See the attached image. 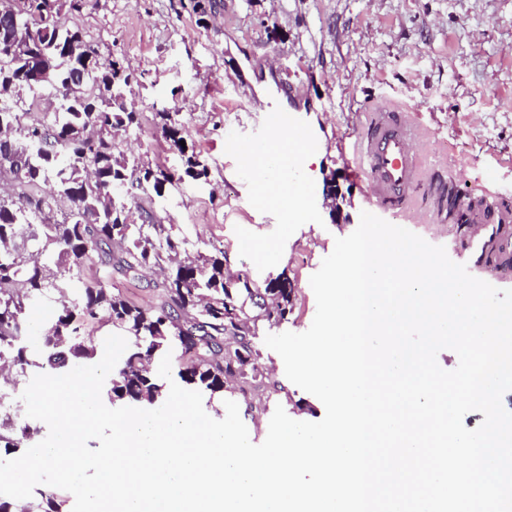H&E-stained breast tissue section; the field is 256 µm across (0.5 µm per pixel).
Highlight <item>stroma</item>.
I'll use <instances>...</instances> for the list:
<instances>
[{
    "instance_id": "obj_1",
    "label": "stroma",
    "mask_w": 512,
    "mask_h": 512,
    "mask_svg": "<svg viewBox=\"0 0 512 512\" xmlns=\"http://www.w3.org/2000/svg\"><path fill=\"white\" fill-rule=\"evenodd\" d=\"M202 27L181 0H92L79 14H63L83 29L102 57L119 56L137 75L132 98L143 129L126 155L181 168L157 126L156 112L179 113L208 178L185 180L156 207L163 223L176 225L189 247L217 246L224 267L262 284L286 274L294 284L287 331L309 329L316 313L311 276L333 248L350 235L364 211V186L346 171L337 131L359 129L366 112L398 102L427 133V167L450 176L459 188L492 182L512 205V0H221ZM290 70L299 93L312 105L300 113L310 146L319 155L310 180L336 178L345 195V221L283 225L277 212L252 195V171L241 151L269 132L258 110L257 87L270 59ZM418 200L403 227L455 257L447 212ZM277 243L279 257L257 261L251 242ZM114 282L129 300L148 308L159 298L153 272ZM271 383L261 392H225L234 401L252 443H262L276 407L290 418L320 421L322 402L288 382L281 357L260 346ZM262 400L265 411L252 410Z\"/></svg>"
}]
</instances>
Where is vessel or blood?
Instances as JSON below:
<instances>
[{
    "mask_svg": "<svg viewBox=\"0 0 512 512\" xmlns=\"http://www.w3.org/2000/svg\"><path fill=\"white\" fill-rule=\"evenodd\" d=\"M269 74L285 101L267 109L265 125L268 130L287 133L294 144L304 145L306 133L298 118L301 104L296 85L281 68L270 67ZM338 140L345 146L350 175L365 186L367 212L382 217L387 211L401 208L419 177V167L412 127L401 120L398 109L374 113L367 135L352 138L342 134ZM285 190L304 201L299 210L289 211V223H314L319 193L300 168L277 164L253 180V194L257 197ZM453 203L462 218L458 241L461 262L483 265L487 277L495 281L511 277L512 210L476 206L474 194L467 191L456 192Z\"/></svg>",
    "mask_w": 512,
    "mask_h": 512,
    "instance_id": "b4317fda",
    "label": "vessel or blood"
}]
</instances>
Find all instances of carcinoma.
I'll list each match as a JSON object with an SVG mask.
<instances>
[{
	"mask_svg": "<svg viewBox=\"0 0 512 512\" xmlns=\"http://www.w3.org/2000/svg\"><path fill=\"white\" fill-rule=\"evenodd\" d=\"M25 15L80 12L91 0H20ZM38 56L65 60L41 81L28 79L30 58L0 57V127L11 146L25 151L22 167L0 170V397H16L37 374L59 375L92 365L98 348L85 325L112 326L128 341L102 390L112 406L160 407L166 383L152 365L175 355L177 375L201 393L206 406L233 385L266 379L256 345L259 326L280 327L292 314V284L278 275L260 286L248 275L226 287L224 252L185 249L186 239L161 223L154 204L186 179L209 176L190 146L177 112H157L169 146L184 157L182 171L137 159L128 161L117 138L141 130V113L126 104L134 74L118 57H101L78 28L46 30ZM61 93L55 108H28ZM149 219L129 222V203ZM64 213L63 220L54 213ZM106 266L120 276L157 271L161 303L143 309L111 285L92 278ZM47 304L39 345L30 344L34 316ZM25 405L0 412V449L30 446L41 427ZM0 512H59L54 493L36 489L16 500L0 497Z\"/></svg>",
	"mask_w": 512,
	"mask_h": 512,
	"instance_id": "cac0c4a2",
	"label": "carcinoma"
}]
</instances>
